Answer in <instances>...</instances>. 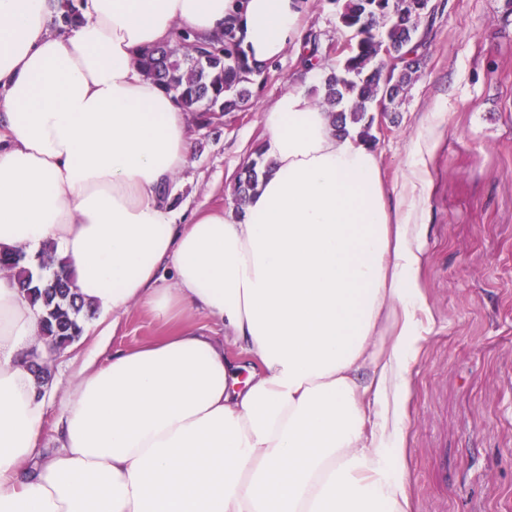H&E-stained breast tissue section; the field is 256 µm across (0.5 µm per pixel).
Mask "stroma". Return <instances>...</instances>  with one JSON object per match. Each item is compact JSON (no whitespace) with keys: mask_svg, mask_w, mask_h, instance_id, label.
<instances>
[{"mask_svg":"<svg viewBox=\"0 0 512 512\" xmlns=\"http://www.w3.org/2000/svg\"><path fill=\"white\" fill-rule=\"evenodd\" d=\"M429 41L400 102L375 106L371 130L386 188L400 186L422 142L428 226L421 281L428 310L410 366L404 462L412 512H512V5L431 0ZM306 35L344 44L333 0H312ZM306 69L294 50L255 76L244 111L206 127L188 123L193 152L172 180L171 201L189 215L236 209L242 168L258 158L262 114ZM98 314L60 350L52 379L98 347ZM135 305L117 317L113 348L164 335Z\"/></svg>","mask_w":512,"mask_h":512,"instance_id":"obj_1","label":"stroma"}]
</instances>
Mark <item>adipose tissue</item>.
I'll use <instances>...</instances> for the list:
<instances>
[{
    "mask_svg": "<svg viewBox=\"0 0 512 512\" xmlns=\"http://www.w3.org/2000/svg\"><path fill=\"white\" fill-rule=\"evenodd\" d=\"M309 2L84 0L61 35L49 0H0V251L53 244L102 315L170 326L42 386L55 350L0 274V512H411L419 172L387 192L373 143L303 85L263 113L271 167L241 213L183 222L159 195L192 146L141 54L229 25L264 66Z\"/></svg>",
    "mask_w": 512,
    "mask_h": 512,
    "instance_id": "1",
    "label": "adipose tissue"
}]
</instances>
